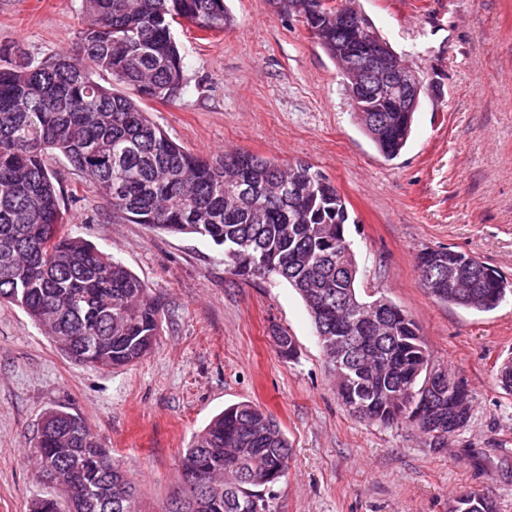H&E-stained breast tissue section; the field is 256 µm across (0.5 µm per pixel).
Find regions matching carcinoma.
<instances>
[{"label": "carcinoma", "instance_id": "obj_1", "mask_svg": "<svg viewBox=\"0 0 512 512\" xmlns=\"http://www.w3.org/2000/svg\"><path fill=\"white\" fill-rule=\"evenodd\" d=\"M301 18L341 65L369 33L362 13L347 31L322 0H269ZM185 20L224 32L234 19L224 0H85L74 47L36 60L0 56V300L20 306L72 361L99 369L131 365L151 353L162 302L121 261L67 229V202L50 160L64 157L96 185L112 215L168 234H196L223 248L224 265L242 280L284 279L301 296L330 368L338 398L360 420L390 425L431 410V443L448 429L451 389L426 391L434 374L420 327L385 294L361 292L346 236L347 202L309 163L280 164L247 152L215 158L170 139L143 104L174 100L183 88L172 34ZM347 80L358 124L386 160L411 135L414 113ZM436 301L490 312L512 281L449 248L416 257ZM377 308L382 323L365 319ZM38 472L57 494L35 498L30 512H139L123 463L97 442L77 413L50 409L34 440ZM291 449L279 423L260 406L224 408L184 449L181 488L167 512H275L273 488ZM451 512H495L474 497Z\"/></svg>", "mask_w": 512, "mask_h": 512}]
</instances>
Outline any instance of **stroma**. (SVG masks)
I'll use <instances>...</instances> for the list:
<instances>
[{
	"mask_svg": "<svg viewBox=\"0 0 512 512\" xmlns=\"http://www.w3.org/2000/svg\"><path fill=\"white\" fill-rule=\"evenodd\" d=\"M231 30L184 22L174 34L186 83L151 118L186 150L246 151L321 169L348 202L362 285L419 325L434 363L469 390L466 425L433 448L407 424L351 415L336 394L312 320L278 278L232 275L219 247L114 217L65 159L52 162L69 230L122 261L160 297L152 352L134 365L76 364L18 306L0 303V512H29L45 491L31 442L42 415H81L124 463L141 512H165L184 448L224 407L271 413L291 448L277 512H450L464 494L512 512V299L491 312L436 302L417 253L445 247L512 279V0H358L430 86L407 147L385 160L357 125L334 61L268 0H227ZM83 0H0V50L41 59L71 48ZM287 333L293 358L277 351Z\"/></svg>",
	"mask_w": 512,
	"mask_h": 512,
	"instance_id": "1",
	"label": "stroma"
}]
</instances>
